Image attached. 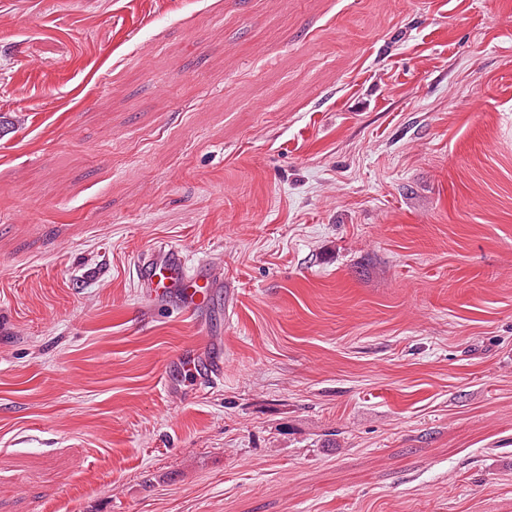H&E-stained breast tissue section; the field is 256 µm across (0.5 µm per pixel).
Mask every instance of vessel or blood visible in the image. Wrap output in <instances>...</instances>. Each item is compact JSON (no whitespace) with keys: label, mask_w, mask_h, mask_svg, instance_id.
I'll return each instance as SVG.
<instances>
[{"label":"vessel or blood","mask_w":512,"mask_h":512,"mask_svg":"<svg viewBox=\"0 0 512 512\" xmlns=\"http://www.w3.org/2000/svg\"><path fill=\"white\" fill-rule=\"evenodd\" d=\"M136 278L145 297L174 300L183 311L198 315L213 300L218 286L211 262L189 261L185 250L175 244H163L142 254L136 264ZM224 377V346L212 341L207 352L188 348L177 358L169 388L180 383L203 388Z\"/></svg>","instance_id":"vessel-or-blood-1"}]
</instances>
